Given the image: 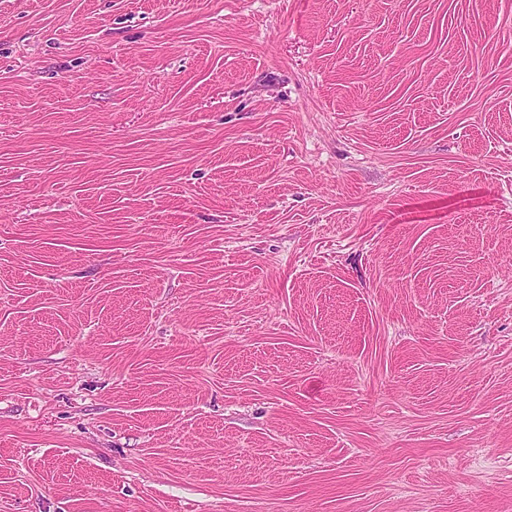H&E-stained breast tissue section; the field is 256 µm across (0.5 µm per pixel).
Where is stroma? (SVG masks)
Returning <instances> with one entry per match:
<instances>
[{
	"instance_id": "1",
	"label": "stroma",
	"mask_w": 512,
	"mask_h": 512,
	"mask_svg": "<svg viewBox=\"0 0 512 512\" xmlns=\"http://www.w3.org/2000/svg\"><path fill=\"white\" fill-rule=\"evenodd\" d=\"M0 512H512V0H0Z\"/></svg>"
}]
</instances>
